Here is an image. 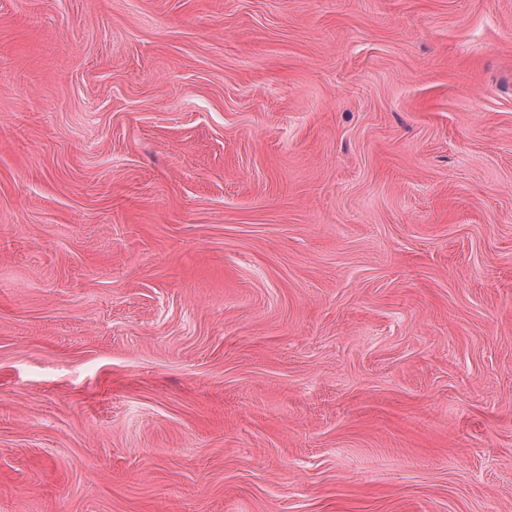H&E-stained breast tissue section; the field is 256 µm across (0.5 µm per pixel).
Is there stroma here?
I'll list each match as a JSON object with an SVG mask.
<instances>
[{
  "label": "stroma",
  "mask_w": 512,
  "mask_h": 512,
  "mask_svg": "<svg viewBox=\"0 0 512 512\" xmlns=\"http://www.w3.org/2000/svg\"><path fill=\"white\" fill-rule=\"evenodd\" d=\"M0 512H512V0H0Z\"/></svg>",
  "instance_id": "stroma-1"
}]
</instances>
